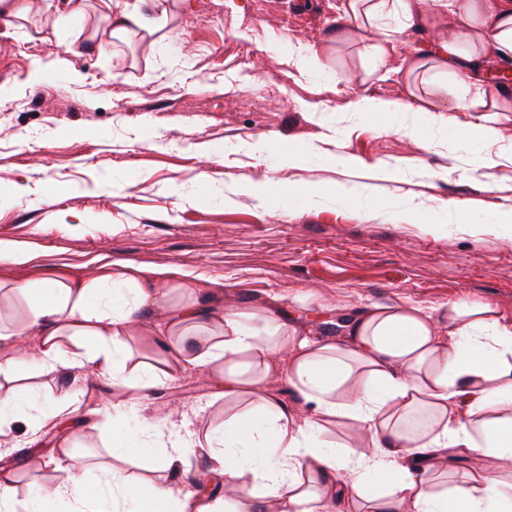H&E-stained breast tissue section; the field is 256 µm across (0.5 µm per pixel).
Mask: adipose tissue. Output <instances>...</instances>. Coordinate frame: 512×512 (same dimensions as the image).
I'll list each match as a JSON object with an SVG mask.
<instances>
[{"instance_id": "obj_1", "label": "adipose tissue", "mask_w": 512, "mask_h": 512, "mask_svg": "<svg viewBox=\"0 0 512 512\" xmlns=\"http://www.w3.org/2000/svg\"><path fill=\"white\" fill-rule=\"evenodd\" d=\"M344 0L356 30L378 28L371 45L385 62L413 25H440L462 17L463 29L437 41L406 75L422 85L453 82L456 109L512 112V91L484 85L477 73L490 58H512V0ZM458 143L478 145L479 169L512 161L498 149V129L477 123L457 131ZM26 301L23 317L0 325V436L32 421V390L21 363L43 374L93 366L113 387L147 395L178 371L202 367L225 401L238 409L221 427L198 437L145 435L124 429L118 407L106 412L113 437L112 467L96 486L71 474L26 506L15 498L14 477L0 475V512H328L346 501L354 512H512V483L492 477L487 460L512 465V324L488 303L457 302L437 309L418 304H374L353 314L341 342L303 334L277 313L243 312L225 305L222 292L200 299L194 282L170 283L156 271L100 265L94 276L64 279L54 273L7 282ZM158 314L164 340L133 362L127 337ZM280 380L308 404L300 414L263 394ZM350 421L356 443L323 439L336 420ZM469 467L461 482L438 488L433 464L448 455ZM197 456L223 497L182 493L177 484L131 478L120 462L158 459L179 476Z\"/></svg>"}]
</instances>
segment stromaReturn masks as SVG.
Masks as SVG:
<instances>
[{
  "label": "stroma",
  "mask_w": 512,
  "mask_h": 512,
  "mask_svg": "<svg viewBox=\"0 0 512 512\" xmlns=\"http://www.w3.org/2000/svg\"><path fill=\"white\" fill-rule=\"evenodd\" d=\"M31 2L26 19L0 21V241L31 255L0 264V278L130 262L223 291L246 310L276 305L311 336L336 340L341 317L370 304L483 302L512 322V234L488 223L512 210V163L474 171L470 147L450 138L481 113H444L423 145L352 110L364 96L411 103L397 69L430 52L438 30L407 29L377 67L365 51L378 30L337 39L348 25L340 0H153L157 30L109 40L96 33L101 0H83L82 29L57 33ZM290 38L343 82L315 87L289 65ZM39 67L48 78L30 83ZM291 143L315 151L300 166L281 164ZM339 153L359 167H334ZM404 163L413 167L405 180L384 179L383 166ZM243 177L361 185L371 199L262 204L235 193ZM409 203L428 222L402 218ZM451 204L471 223L449 222ZM32 382L47 397L78 394L81 405L68 424L45 417L0 438L24 463L15 481L24 502L60 479V453L78 475L108 463L110 428L94 410L119 399L93 368ZM224 410L200 368L122 407L128 423L185 420L200 434Z\"/></svg>",
  "instance_id": "1"
}]
</instances>
